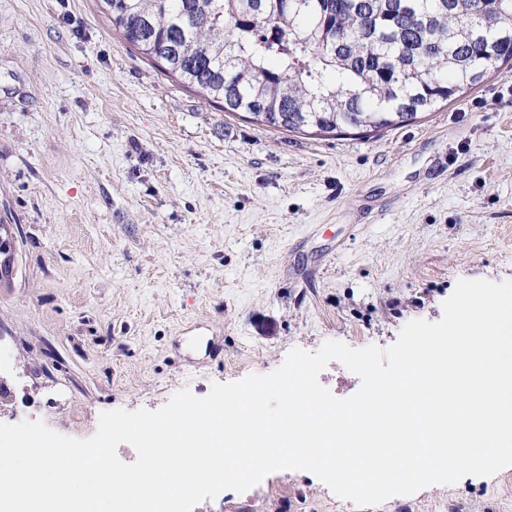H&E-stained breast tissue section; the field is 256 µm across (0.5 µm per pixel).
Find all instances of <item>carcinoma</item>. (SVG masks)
I'll return each mask as SVG.
<instances>
[{
	"instance_id": "carcinoma-1",
	"label": "carcinoma",
	"mask_w": 512,
	"mask_h": 512,
	"mask_svg": "<svg viewBox=\"0 0 512 512\" xmlns=\"http://www.w3.org/2000/svg\"><path fill=\"white\" fill-rule=\"evenodd\" d=\"M224 111L300 134L416 122L512 67V0H101Z\"/></svg>"
}]
</instances>
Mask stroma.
<instances>
[{
    "mask_svg": "<svg viewBox=\"0 0 512 512\" xmlns=\"http://www.w3.org/2000/svg\"><path fill=\"white\" fill-rule=\"evenodd\" d=\"M0 222V421L86 439L512 280V70L413 124L302 135L165 74L97 0H0ZM193 512H512V468L365 508L281 470Z\"/></svg>",
    "mask_w": 512,
    "mask_h": 512,
    "instance_id": "obj_1",
    "label": "stroma"
}]
</instances>
